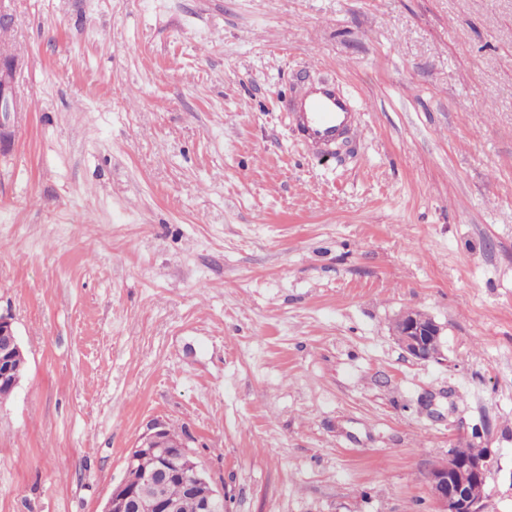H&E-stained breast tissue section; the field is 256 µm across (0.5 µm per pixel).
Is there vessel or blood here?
I'll use <instances>...</instances> for the list:
<instances>
[{
	"label": "vessel or blood",
	"mask_w": 512,
	"mask_h": 512,
	"mask_svg": "<svg viewBox=\"0 0 512 512\" xmlns=\"http://www.w3.org/2000/svg\"><path fill=\"white\" fill-rule=\"evenodd\" d=\"M286 109L293 135L320 158L335 156L337 141L360 133L349 99L329 80L309 86Z\"/></svg>",
	"instance_id": "obj_1"
}]
</instances>
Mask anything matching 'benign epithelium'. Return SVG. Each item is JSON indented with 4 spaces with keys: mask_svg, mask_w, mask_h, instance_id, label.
I'll return each mask as SVG.
<instances>
[{
    "mask_svg": "<svg viewBox=\"0 0 512 512\" xmlns=\"http://www.w3.org/2000/svg\"><path fill=\"white\" fill-rule=\"evenodd\" d=\"M398 345L418 361L443 360V329L431 318L422 319L414 312L401 315L393 327ZM24 358L16 330L10 318L0 315V388L15 390L20 382ZM153 459L154 478L134 480L130 472L141 457ZM494 459L487 453L471 456L465 448H454L448 458L435 464L427 473V482L437 505V512H483L487 494L476 496L471 487L488 486ZM172 477L182 480L186 490L197 494L199 512H218L224 492L217 490L194 461L187 441L170 439L162 424H156L138 438L126 457L125 476L112 487L102 512H177L178 505L152 487Z\"/></svg>",
    "mask_w": 512,
    "mask_h": 512,
    "instance_id": "7a95c632",
    "label": "benign epithelium"
}]
</instances>
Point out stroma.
<instances>
[{"instance_id": "obj_1", "label": "stroma", "mask_w": 512, "mask_h": 512, "mask_svg": "<svg viewBox=\"0 0 512 512\" xmlns=\"http://www.w3.org/2000/svg\"><path fill=\"white\" fill-rule=\"evenodd\" d=\"M0 512H102L154 422L226 512H512V0H0ZM362 127L325 163L282 97ZM443 328L411 359L405 311ZM393 336L398 345L418 361L443 360V329L431 318L422 319L413 311L405 312L393 327ZM16 330L10 318L0 315V388L14 391L20 382L24 358ZM494 459L490 453L471 456L467 448H453L448 458L427 473V482L437 505V512H483L486 493L477 497L471 486L488 489Z\"/></svg>"}]
</instances>
